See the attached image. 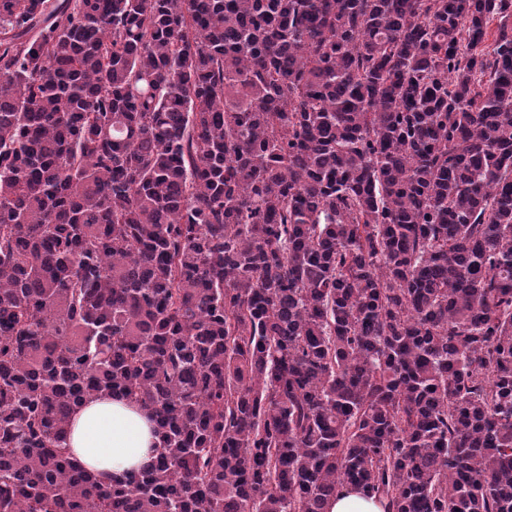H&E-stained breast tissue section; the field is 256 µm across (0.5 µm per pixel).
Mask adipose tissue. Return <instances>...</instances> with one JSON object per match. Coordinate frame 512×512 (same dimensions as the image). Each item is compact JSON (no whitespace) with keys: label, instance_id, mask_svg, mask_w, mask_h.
Masks as SVG:
<instances>
[{"label":"adipose tissue","instance_id":"obj_1","mask_svg":"<svg viewBox=\"0 0 512 512\" xmlns=\"http://www.w3.org/2000/svg\"><path fill=\"white\" fill-rule=\"evenodd\" d=\"M65 446L75 463L108 484L148 467L157 456L160 438L155 422L139 404L96 396L71 414Z\"/></svg>","mask_w":512,"mask_h":512}]
</instances>
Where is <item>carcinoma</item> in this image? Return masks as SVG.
Masks as SVG:
<instances>
[{
    "mask_svg": "<svg viewBox=\"0 0 512 512\" xmlns=\"http://www.w3.org/2000/svg\"><path fill=\"white\" fill-rule=\"evenodd\" d=\"M345 485L512 512V0H0V512ZM65 446L75 463L105 484L147 468L160 447L146 410L116 396L88 399L70 416Z\"/></svg>",
    "mask_w": 512,
    "mask_h": 512,
    "instance_id": "cac0c4a2",
    "label": "carcinoma"
}]
</instances>
